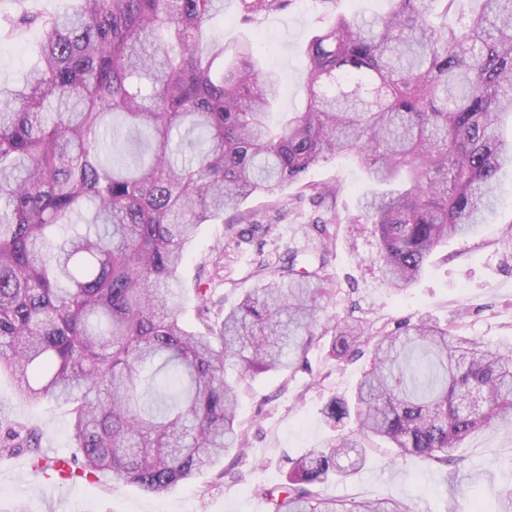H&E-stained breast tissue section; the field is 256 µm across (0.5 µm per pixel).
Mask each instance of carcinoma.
Masks as SVG:
<instances>
[{
    "label": "carcinoma",
    "mask_w": 512,
    "mask_h": 512,
    "mask_svg": "<svg viewBox=\"0 0 512 512\" xmlns=\"http://www.w3.org/2000/svg\"><path fill=\"white\" fill-rule=\"evenodd\" d=\"M291 0H240L243 20ZM373 16L328 13L305 46L303 112L274 121L276 73L248 40L206 37L224 0H71L0 22L39 31L40 61L0 84V372L27 402L69 408L84 461L162 496L245 451L241 376L288 372L323 337L341 357L371 347L351 398L321 410L335 434L265 488L269 512H412L375 497L351 505L318 487L360 472L380 437L396 455L447 464L475 434L512 435V346L491 348L430 319L373 336L320 322L329 250L262 264L221 321L197 291L181 319L180 270L199 226L249 198L303 182L321 161L357 158L382 190L360 199L374 263L402 292L451 237L495 212L512 169V0H475L453 23L440 5L389 0ZM198 133L171 156L173 130ZM125 131L143 151L107 149ZM39 429L4 430L3 451L47 467ZM496 512H512V461Z\"/></svg>",
    "instance_id": "obj_1"
}]
</instances>
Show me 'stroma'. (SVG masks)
Returning <instances> with one entry per match:
<instances>
[{
	"label": "stroma",
	"mask_w": 512,
	"mask_h": 512,
	"mask_svg": "<svg viewBox=\"0 0 512 512\" xmlns=\"http://www.w3.org/2000/svg\"><path fill=\"white\" fill-rule=\"evenodd\" d=\"M322 14L319 0H293L283 11L241 24L238 0H224V14L208 33L255 39L281 80V110L294 112L304 108L308 92L303 46ZM323 184L337 186V195H315L314 186ZM371 187L357 163L334 159L312 167L302 184L242 204L234 222L236 228L254 224L251 234L240 237L222 224L201 225L181 269L187 297L208 289L212 316H223L254 286L258 260L274 261L289 251L310 253L328 242L333 293L321 300L322 314L342 317L351 311L376 332L427 317L455 324L493 346L512 342V251L505 248L512 239V174L503 178L498 211L489 223L472 237L441 247L416 284L401 293L382 284L373 263L376 241L358 222L359 200ZM328 349V340H321L290 373L242 380L235 366H227L228 381L239 387L238 418L248 440L245 457L227 476L214 469L159 498L104 477L60 483L34 475L27 455L2 452L0 512H11L20 499L30 512H268L260 489L284 482L293 461L324 442L328 429L322 408L333 396H350L367 363L363 357L334 360ZM1 423L40 429L45 454L75 453L66 408L21 400L5 374L0 375ZM464 454V462L447 466L398 459L392 449L377 448L365 469L322 485L320 492L350 502L400 499L412 512H494L503 488L501 469L512 461V435L476 434Z\"/></svg>",
	"instance_id": "1"
}]
</instances>
